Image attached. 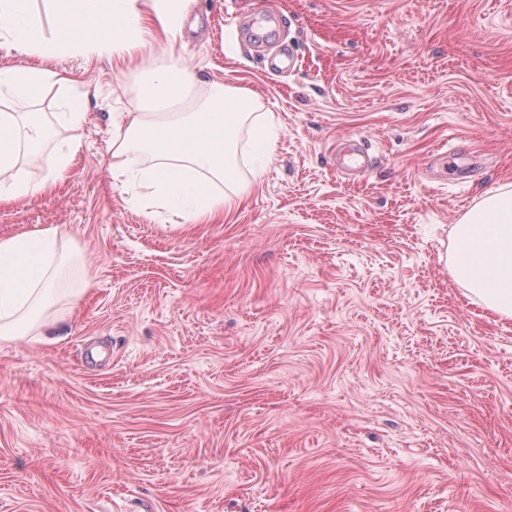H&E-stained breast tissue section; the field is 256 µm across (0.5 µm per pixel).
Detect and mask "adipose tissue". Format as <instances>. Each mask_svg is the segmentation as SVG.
Masks as SVG:
<instances>
[{"instance_id":"adipose-tissue-1","label":"adipose tissue","mask_w":512,"mask_h":512,"mask_svg":"<svg viewBox=\"0 0 512 512\" xmlns=\"http://www.w3.org/2000/svg\"><path fill=\"white\" fill-rule=\"evenodd\" d=\"M29 0H0V38L32 57L79 54L108 57L124 67L152 45L172 50L183 37L192 0H52L62 20L45 33ZM71 79L41 66L0 68V201L51 192L70 169L80 146L85 103L63 119L70 132L55 165L40 174H18L54 136L27 107L49 84ZM140 106L112 122V176H126L134 189L191 224L223 219L247 188L240 185V133L250 128L263 144L265 163L275 159V122L250 91L207 81L185 64L142 72ZM146 154L148 166L132 168L130 155ZM451 273L472 302L502 320L512 319V190L487 196L453 227ZM84 260L69 235L50 226L0 239V340L40 342L36 320L51 323V307H76L90 288Z\"/></svg>"}]
</instances>
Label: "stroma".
<instances>
[{
	"label": "stroma",
	"instance_id": "35a3bbf8",
	"mask_svg": "<svg viewBox=\"0 0 512 512\" xmlns=\"http://www.w3.org/2000/svg\"><path fill=\"white\" fill-rule=\"evenodd\" d=\"M268 8L286 74L230 23ZM177 62L252 90L276 161L244 147L241 206L171 223L109 172L140 66L43 59L74 83L38 95L41 170L84 94L81 146L53 193L0 204V238L67 228L94 286L44 342H0V512H512V320L447 264L512 185V0H193L142 66Z\"/></svg>",
	"mask_w": 512,
	"mask_h": 512
}]
</instances>
